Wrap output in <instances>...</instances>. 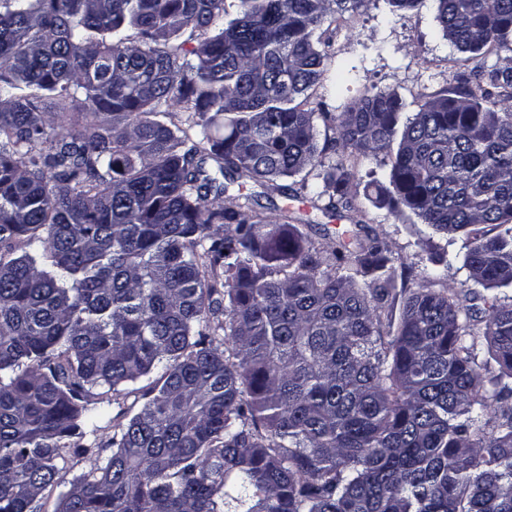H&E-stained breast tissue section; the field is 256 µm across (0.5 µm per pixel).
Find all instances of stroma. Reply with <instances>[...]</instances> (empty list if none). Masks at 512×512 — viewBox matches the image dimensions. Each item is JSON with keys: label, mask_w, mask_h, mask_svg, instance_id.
I'll return each mask as SVG.
<instances>
[{"label": "stroma", "mask_w": 512, "mask_h": 512, "mask_svg": "<svg viewBox=\"0 0 512 512\" xmlns=\"http://www.w3.org/2000/svg\"><path fill=\"white\" fill-rule=\"evenodd\" d=\"M435 13L434 0H426L423 7L395 13L389 11L386 0H378L376 6L355 15H327L319 31L330 43L329 56L320 81L311 90L312 102L338 114L362 97L384 91L396 94L405 112L411 113L421 101L446 94L456 86L465 67L461 53L441 37ZM337 137L334 125L319 126L318 146L325 165L342 166L352 175L349 189L354 211L335 217L325 214L322 201H311L300 192V179L296 176L288 179L284 194L267 191L249 180L230 185V194L250 195L256 202V211L268 223H281L286 215L300 219L303 233L319 248L337 241L343 231L353 229L355 224H362L365 234L378 236L386 245L397 285L415 288L432 269L439 253H458L460 245H447L444 238L431 234L425 225L412 223L410 218L372 203L364 186L372 175L387 181L389 151L367 156L354 149L342 150L334 145ZM152 385V378L144 377L129 393L98 389L97 399L104 415L86 441L99 453L67 454L59 464V482L43 493L39 512H55L59 497L74 478L87 472L95 457L111 455L113 419L123 420L139 411Z\"/></svg>", "instance_id": "35a3bbf8"}]
</instances>
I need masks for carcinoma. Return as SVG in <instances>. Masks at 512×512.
Returning <instances> with one entry per match:
<instances>
[{
  "instance_id": "obj_1",
  "label": "carcinoma",
  "mask_w": 512,
  "mask_h": 512,
  "mask_svg": "<svg viewBox=\"0 0 512 512\" xmlns=\"http://www.w3.org/2000/svg\"><path fill=\"white\" fill-rule=\"evenodd\" d=\"M371 2L237 0L226 22L224 0H0V512H37L57 461L90 452L94 389L156 370L58 512H512V410L490 415L512 398V302L484 298L475 324L435 289L444 251L384 336L379 239L318 249L249 195L220 201L205 168L266 186L323 166L317 30ZM436 2L464 61L512 52V0ZM187 28L207 35L192 61ZM493 88L512 90V67L462 73L404 119L381 91L333 117L345 149L400 137L374 202L465 235L476 296L512 288V105L487 106ZM53 100L95 121L51 134ZM173 106L188 129L158 120ZM351 178L301 189L351 211Z\"/></svg>"
}]
</instances>
